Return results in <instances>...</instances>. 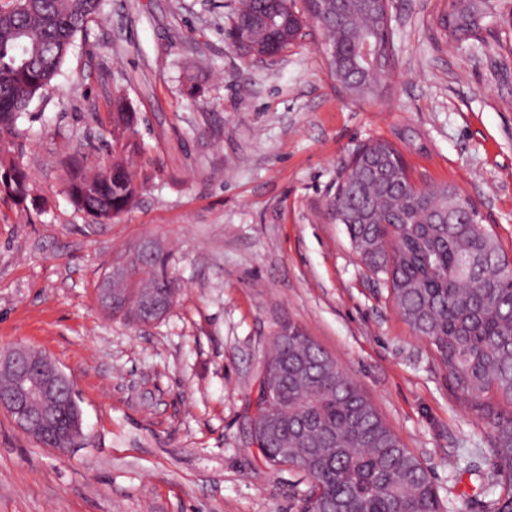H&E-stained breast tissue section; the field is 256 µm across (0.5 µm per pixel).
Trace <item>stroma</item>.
Here are the masks:
<instances>
[{
	"mask_svg": "<svg viewBox=\"0 0 512 512\" xmlns=\"http://www.w3.org/2000/svg\"><path fill=\"white\" fill-rule=\"evenodd\" d=\"M495 33L446 37L449 0H389L397 68L358 102L332 77L317 23L287 53L243 59L239 0H104L0 165V353L29 345L73 383L84 435L39 445L0 411V512H297L309 483L252 438L261 365L295 326L321 345L420 459L444 512H487L488 430L450 390L429 342L352 252L336 187L371 140L413 183L469 196L512 256V0ZM140 116L146 176L112 223L76 209L66 165L107 163L114 98ZM158 241L180 293L156 323L104 313L107 264ZM5 179L1 181L3 189L0 188V194L21 200V196H28V181L25 169L22 166H13L10 172H6ZM0 185V186H1Z\"/></svg>",
	"mask_w": 512,
	"mask_h": 512,
	"instance_id": "1",
	"label": "stroma"
}]
</instances>
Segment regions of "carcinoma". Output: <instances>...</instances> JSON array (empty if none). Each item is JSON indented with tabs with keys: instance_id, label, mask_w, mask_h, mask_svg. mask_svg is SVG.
Returning a JSON list of instances; mask_svg holds the SVG:
<instances>
[{
	"instance_id": "1",
	"label": "carcinoma",
	"mask_w": 512,
	"mask_h": 512,
	"mask_svg": "<svg viewBox=\"0 0 512 512\" xmlns=\"http://www.w3.org/2000/svg\"><path fill=\"white\" fill-rule=\"evenodd\" d=\"M270 0H240L230 36L258 37L272 52L293 44L288 12L261 25ZM102 0H29L23 11H0V135L16 134L17 120L43 96L59 74L79 32L99 14ZM468 5L450 13L451 38H480ZM331 44L343 67L330 66L336 81L359 100L379 82L352 63L353 42L381 43L383 12L370 0L327 4ZM138 116L117 101L112 112V162L93 173L67 166L71 202L108 224L135 204L143 182L127 155L138 149ZM4 168H0V173ZM6 173V172H4ZM0 194L28 196L25 169L14 166L0 181ZM462 196L444 184L429 190L410 179L403 156L384 141L359 147L336 189L332 209L345 225L351 247L368 272L386 285L400 317L433 346L458 398L487 412L497 482L494 512L512 502V258L467 201V223L448 212ZM137 278L112 287L127 296L121 316L137 321L142 297L177 296L169 255L130 260ZM271 398L259 401L253 439L268 463L299 470L321 489L302 499L300 512H441V500L421 461L404 448L374 405L333 359L300 329L274 340L263 363Z\"/></svg>"
}]
</instances>
